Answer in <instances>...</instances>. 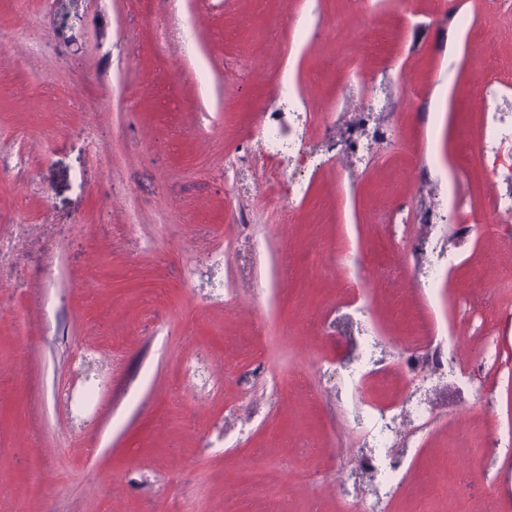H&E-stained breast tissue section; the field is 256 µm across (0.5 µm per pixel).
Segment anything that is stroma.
<instances>
[{"mask_svg":"<svg viewBox=\"0 0 512 512\" xmlns=\"http://www.w3.org/2000/svg\"><path fill=\"white\" fill-rule=\"evenodd\" d=\"M456 2L462 26L436 0H0V512H179L191 489L260 512L234 484L248 462L286 512H512V452L482 454L512 433V225L489 182L507 157L457 165L489 58L512 59V0ZM357 66L368 125L339 92ZM283 73L307 113L288 222L255 118ZM388 118L357 166L323 139ZM450 195L486 223L440 229ZM366 346L407 447L392 494L354 468L344 367Z\"/></svg>","mask_w":512,"mask_h":512,"instance_id":"1","label":"stroma"}]
</instances>
